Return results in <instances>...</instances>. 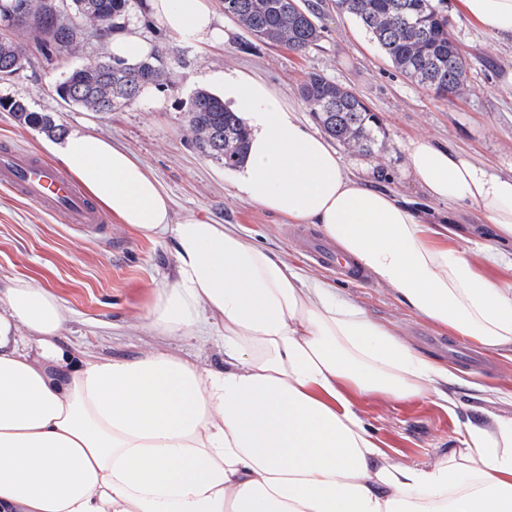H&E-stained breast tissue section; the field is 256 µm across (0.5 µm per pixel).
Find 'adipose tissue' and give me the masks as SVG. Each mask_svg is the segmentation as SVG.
<instances>
[{
	"label": "adipose tissue",
	"instance_id": "ef3b65f1",
	"mask_svg": "<svg viewBox=\"0 0 512 512\" xmlns=\"http://www.w3.org/2000/svg\"><path fill=\"white\" fill-rule=\"evenodd\" d=\"M512 44V0H461ZM171 35L229 37L209 0H151ZM249 132L235 195L313 224L405 307L484 350L512 348V285L484 277L449 229L355 175L282 94L235 69L209 74ZM120 223L173 243L169 282L146 305L157 336H218L224 366L160 350L130 359L58 344L66 319L48 289L17 279L0 297V512H512V416L470 418L457 450L394 461L361 417L371 396L448 406L457 376L426 360L324 280L234 224L175 217L128 148L81 129L51 146ZM425 195L468 203L512 240V176L417 140Z\"/></svg>",
	"mask_w": 512,
	"mask_h": 512
}]
</instances>
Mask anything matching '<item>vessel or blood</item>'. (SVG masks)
<instances>
[{
  "label": "vessel or blood",
  "instance_id": "obj_1",
  "mask_svg": "<svg viewBox=\"0 0 512 512\" xmlns=\"http://www.w3.org/2000/svg\"><path fill=\"white\" fill-rule=\"evenodd\" d=\"M0 185L60 216L63 223L79 225L97 236L107 233V216L80 185L61 168L28 151L0 150ZM314 253L322 263L342 270L349 278L360 279V271L333 249L318 245Z\"/></svg>",
  "mask_w": 512,
  "mask_h": 512
}]
</instances>
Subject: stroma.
Instances as JSON below:
<instances>
[{"mask_svg": "<svg viewBox=\"0 0 512 512\" xmlns=\"http://www.w3.org/2000/svg\"><path fill=\"white\" fill-rule=\"evenodd\" d=\"M458 47L467 60L470 89L449 100L421 88L401 74L377 43L336 0H320L321 38L298 54L250 37L233 25L227 42L203 47L179 41L167 85L141 93L113 112H91L65 104L55 86L69 67L108 51L92 37L71 54L45 59L35 54L14 75L0 78V99H22L48 113L64 129L80 128L132 150L169 192L176 216L196 214L217 224H237L258 242L288 253L308 276L336 286L373 319L396 326L423 358L448 366L459 378L449 386L455 410L428 401L399 402L379 397L361 400L359 411L400 463L425 465L459 446L457 430L467 417L487 410L512 416V350L491 355L474 343L448 334L400 304L387 286L371 278L356 281L318 263L308 244L318 237L315 225L284 222L258 206L239 200L233 173L202 155L185 137L184 103L206 88L207 75L224 68L261 76L279 89L311 130H319L298 86L306 73L319 72L352 89L373 110L384 138L379 150L365 156L338 146L353 172L372 171L380 186L411 200L431 221H451L453 243L467 247L469 258L489 280L512 284V267L485 264L481 245L493 228L474 207L455 210L426 198L408 171L406 145L413 140L443 144L504 176L512 175V45L481 29L461 7L444 0ZM123 36L135 39L143 53L168 42L151 18L146 0H135ZM47 133L20 124L0 109V142L7 141L44 159ZM170 239L148 237L112 221L104 237L86 234L0 188V289L23 278L52 291L68 310L60 331L63 349L77 346L101 359L135 356L156 346L142 326L146 303L172 273ZM495 389L496 402L482 400V387Z\"/></svg>", "mask_w": 512, "mask_h": 512, "instance_id": "1", "label": "stroma"}]
</instances>
